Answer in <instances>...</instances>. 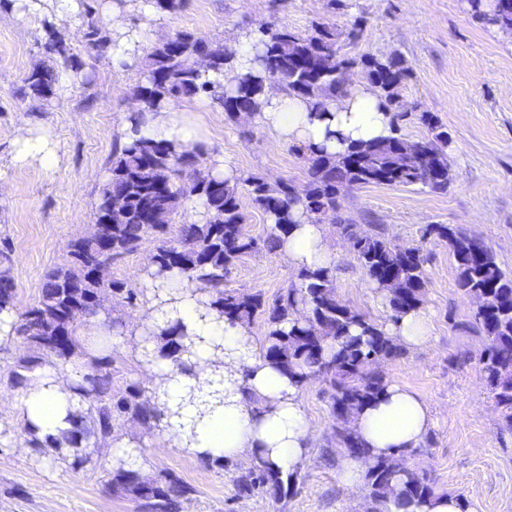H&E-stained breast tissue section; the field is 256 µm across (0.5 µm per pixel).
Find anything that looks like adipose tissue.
<instances>
[{"label": "adipose tissue", "instance_id": "adipose-tissue-1", "mask_svg": "<svg viewBox=\"0 0 512 512\" xmlns=\"http://www.w3.org/2000/svg\"><path fill=\"white\" fill-rule=\"evenodd\" d=\"M108 13L112 18L109 62L116 68L134 65L143 53L149 30L125 27L119 6H110ZM255 44V36L241 34L233 70L218 75L205 69L202 79H217L232 89L238 79L258 74L261 66ZM251 120L278 140L331 155L343 153L349 144L383 139L393 133L392 112L362 83L356 84L347 96L328 102L321 112L312 111L306 99L270 88L265 92L261 112L253 114ZM119 132L125 144L137 136L183 145L205 141L197 124L169 105L143 117L129 114ZM294 216L296 223L279 247L283 259L297 271L332 266L336 251L327 224L308 218L299 210ZM169 316L180 320L194 334L224 339L223 353L215 354L205 347L200 350L202 358L224 364V407L200 429L191 452L221 455L234 462L263 461L284 473L301 469L313 440L301 388L263 359L254 329L230 324L215 313L200 317L191 297L171 310ZM385 331L399 346L419 348L430 340L431 318L419 307L388 323ZM65 387V382L58 380L50 388L36 385L28 389L20 417L38 436L54 435L64 428ZM433 426L434 417L426 400L394 382L387 383L352 423L375 458L420 447Z\"/></svg>", "mask_w": 512, "mask_h": 512}]
</instances>
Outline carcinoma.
I'll list each match as a JSON object with an SVG mask.
<instances>
[{"instance_id":"obj_1","label":"carcinoma","mask_w":512,"mask_h":512,"mask_svg":"<svg viewBox=\"0 0 512 512\" xmlns=\"http://www.w3.org/2000/svg\"><path fill=\"white\" fill-rule=\"evenodd\" d=\"M471 11L487 26L502 32L512 31V0H493L491 9L482 0H469ZM263 74L248 77L231 91L210 82L185 66L192 56H203L208 69L222 73L232 68L236 51L231 46L208 38L180 32L158 40L142 60L144 80L136 86L141 108L155 111L165 103L207 96L217 102L232 121L241 112H258L265 81H277L290 96L309 100L321 109L326 102L347 94L343 71L360 69L362 79L382 104L393 112V135L386 139L349 145L339 155L301 150L308 164L309 180L299 189L290 182L271 185L260 178L232 182L199 168L197 152L187 145L140 138L112 153L110 174L99 190L97 223L107 226L111 250L95 237L68 244L69 261L44 275L39 300L20 312L15 305V284L11 274L9 250L0 249V345L21 340L25 354L18 357L11 372V385L26 388L42 369L54 372L70 369L67 421L71 428L57 436L25 441L32 449L36 464H49L71 470L96 468L90 448L98 441L114 439L126 420L140 419L156 437L171 428V419L189 418L188 440L196 437V428L216 408L224 405V379L219 388L204 393L187 384L176 403L161 386L143 388L126 385L122 395L115 394L112 351L107 336H82L79 329L97 317L93 297L103 288L94 279L90 262L116 260L135 252L141 242L152 236L159 242L151 256L154 271L148 276L155 288L124 287L113 280L108 288L118 304H139L150 314L167 315L166 308L179 303L185 291L170 282L180 280L194 286L197 304L205 312L216 311L232 322L249 328L263 321L262 356L281 372L297 377L303 385L318 376L329 389L334 418H345V426L336 428V444L343 456L364 459L365 448L350 427L358 410L386 386V377L376 370L382 360L404 355L405 350L387 336L382 327L352 311L337 299L335 273L318 268L298 271L297 286L286 289L269 304L260 292L241 293L226 288L231 268L245 254L263 246L277 250L281 236L293 223L291 210L297 204L305 213L338 222L358 256L364 274L385 289L387 279L394 281L387 306L391 319L422 304L428 276L425 258L419 248L400 250L381 234H359L352 224L340 223L336 216L341 193L357 186L418 185L435 193L447 191L450 164L445 148L448 131L435 117L419 111L420 122L430 128L432 138L409 141L400 134L399 121L404 112L401 91L408 78L403 60L392 55L378 58L364 55L358 59L339 53L336 34L324 24L310 35H301L286 27L263 25L259 28ZM58 74L48 65L32 69L24 79L21 97L47 98L55 93ZM256 206L275 220L263 243L245 232L241 211L240 186ZM119 196L124 206L110 212L112 197ZM186 200H197L202 219L186 224H154L157 212L174 215ZM434 237L448 245L452 254L457 287L466 296L484 297L475 321L487 346L481 357L496 406L504 420L512 424V275L505 273L486 243L444 224H430L422 239ZM359 333H351L352 327ZM147 335L132 340L131 354L139 362L164 360L169 376L197 379L212 375L210 365L198 357L201 344L214 351L224 350V337L209 340L190 335L180 321L154 323L145 327ZM403 452L392 458L377 459L366 473L367 499L371 512L386 498L384 486L400 474L405 476L398 495L407 507L436 494L424 477L401 468ZM266 464L254 466L250 473L233 479L240 493L255 490L278 494L283 485L296 479ZM103 481L113 493L139 502L147 512H179L182 500L193 489L177 475L167 472L147 478L136 468L133 451L114 455Z\"/></svg>"}]
</instances>
